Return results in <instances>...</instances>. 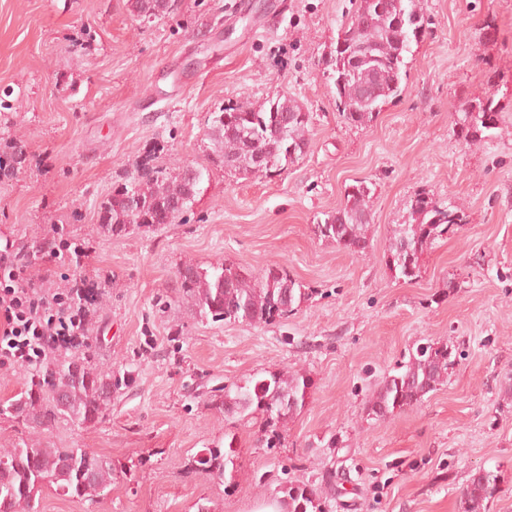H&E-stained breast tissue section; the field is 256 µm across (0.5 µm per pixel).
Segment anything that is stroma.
Returning <instances> with one entry per match:
<instances>
[{
	"label": "stroma",
	"mask_w": 512,
	"mask_h": 512,
	"mask_svg": "<svg viewBox=\"0 0 512 512\" xmlns=\"http://www.w3.org/2000/svg\"><path fill=\"white\" fill-rule=\"evenodd\" d=\"M356 3L175 0L147 21L130 0H0V87L11 90L0 144L26 155L0 179V242L27 254L47 286L96 280L75 354L132 374L95 424L35 429L0 414V448H84L116 468L99 496L49 487L32 512H257L291 483L327 486L324 512H460L480 468L500 478L485 512H512V0H420L427 30L405 57L401 96L351 126L326 61ZM491 93L498 129L459 140L463 104ZM277 96L311 116L297 161L246 178L212 170L175 223L103 232L98 205L145 147L160 145L171 169L206 164L210 112ZM357 180L372 189L371 246L359 255L315 231ZM421 191L468 221L436 239L407 281L386 256ZM54 224L83 244L82 265L46 249ZM227 261L250 277L284 267L309 299L276 325L206 320L177 270ZM428 342L462 353L447 383L391 417L368 416L383 379ZM268 371L313 382L272 452L257 425L209 402L212 387ZM215 445L232 451L224 476L185 472Z\"/></svg>",
	"instance_id": "35a3bbf8"
}]
</instances>
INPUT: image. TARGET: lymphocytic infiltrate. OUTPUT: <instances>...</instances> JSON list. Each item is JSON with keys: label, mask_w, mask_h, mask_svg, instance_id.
I'll return each instance as SVG.
<instances>
[{"label": "lymphocytic infiltrate", "mask_w": 512, "mask_h": 512, "mask_svg": "<svg viewBox=\"0 0 512 512\" xmlns=\"http://www.w3.org/2000/svg\"><path fill=\"white\" fill-rule=\"evenodd\" d=\"M13 275L0 288V358L20 366L40 365L48 355L83 345L91 312L82 292L86 280L63 289L46 287L27 271L22 253L0 250V269Z\"/></svg>", "instance_id": "obj_1"}]
</instances>
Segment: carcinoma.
Returning a JSON list of instances; mask_svg holds the SVG:
<instances>
[{"label":"carcinoma","instance_id":"carcinoma-1","mask_svg":"<svg viewBox=\"0 0 512 512\" xmlns=\"http://www.w3.org/2000/svg\"><path fill=\"white\" fill-rule=\"evenodd\" d=\"M367 2L358 0L355 11L342 22L343 42L331 52L336 111L353 126L372 121L383 104L400 96L405 55L426 31L419 0H396L402 16L397 28L390 17L371 11ZM309 123L310 114L290 98L271 99L257 108L229 102L209 114L208 158L230 175L279 172L302 156L300 151L291 154L290 146L307 144ZM499 123L498 102L491 93L465 104L456 122L457 136L466 142L486 138ZM258 153L270 156L271 164H255ZM197 171L198 177L190 180L184 170L173 173L160 164L154 152L138 156L123 181L100 203L99 224L118 236L132 228L174 223L193 206L210 169L200 166ZM370 194L363 181L350 186L344 205L316 225L317 233L353 253H365L370 248ZM411 217L413 223L396 229L387 254L389 269L408 281L419 277L422 257L433 242L466 223L462 208L424 191L411 200ZM177 282L182 294L194 299L200 316L215 322L273 324L288 318L308 297L304 285L278 266L252 280L232 263L208 269L185 263L177 270ZM456 357L454 346L446 342L418 347L369 398V414L384 419L420 402L447 380ZM71 364V358L51 359L38 380L9 404L14 414L40 428L60 419L80 425L102 419L111 406L108 391L121 380L85 360L76 365L75 377ZM311 388L312 380L304 373L268 372L241 385L211 389L210 403L221 413L259 423L258 442L271 450L280 447L282 427L304 409ZM60 389L63 404L54 397ZM231 463L233 458L214 446L191 455L185 467L222 476ZM112 475V460L84 448H41L35 443L6 448L0 451V512H31V503L45 486L72 498L98 496L112 484ZM497 492V474H471L461 498L462 512H481ZM282 493L280 503L287 512H323L322 487L290 483Z\"/></svg>","mask_w":512,"mask_h":512}]
</instances>
